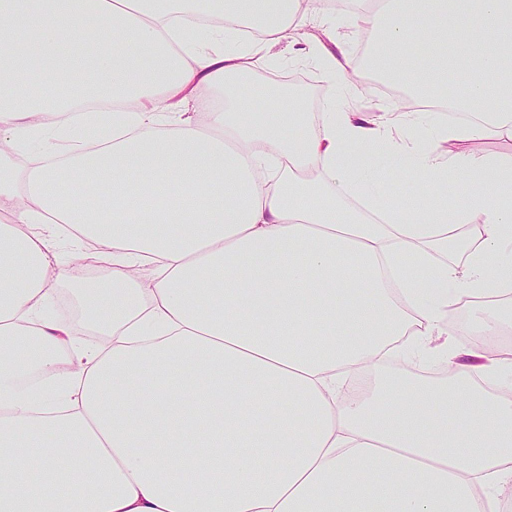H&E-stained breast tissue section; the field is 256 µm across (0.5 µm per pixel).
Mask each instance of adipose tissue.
I'll return each instance as SVG.
<instances>
[{"label": "adipose tissue", "mask_w": 512, "mask_h": 512, "mask_svg": "<svg viewBox=\"0 0 512 512\" xmlns=\"http://www.w3.org/2000/svg\"><path fill=\"white\" fill-rule=\"evenodd\" d=\"M317 3L0 0V512L512 497V354L461 342L512 325V156L462 148L512 138V0H351L383 79L471 114L428 143L395 102L355 111L361 57L331 24L299 38ZM283 43L340 85L337 108L285 92L278 111L245 108L239 84ZM87 71L103 110L64 93ZM452 73L466 83L450 98ZM204 91L223 102L200 120ZM31 149L40 165L19 171ZM63 284L84 308L67 322ZM464 301L477 326L449 327ZM431 357L447 377H383L388 359Z\"/></svg>", "instance_id": "1"}]
</instances>
